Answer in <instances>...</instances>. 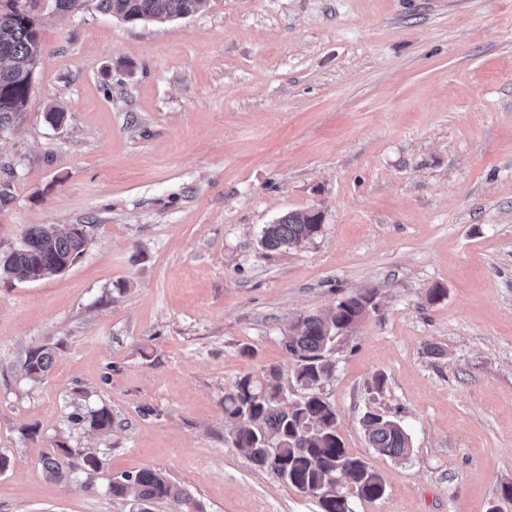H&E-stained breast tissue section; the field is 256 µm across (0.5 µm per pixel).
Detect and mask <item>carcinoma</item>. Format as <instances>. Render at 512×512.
Wrapping results in <instances>:
<instances>
[{"mask_svg": "<svg viewBox=\"0 0 512 512\" xmlns=\"http://www.w3.org/2000/svg\"><path fill=\"white\" fill-rule=\"evenodd\" d=\"M98 9L125 22L165 21L196 12L204 0H97ZM41 0H21L19 8H0V126L12 121L32 91L31 75L43 47L37 29ZM321 214L289 212L262 231L261 241L271 250L299 248L312 242L322 230ZM89 243L85 225L77 224L54 233L41 224L26 233L22 244L0 254V275L21 279L54 276L74 264ZM371 293L339 301L323 315L299 317L284 336L283 345L294 362L293 380L305 396L286 402L279 384L280 371L271 367L260 378L246 375L224 393V416L235 429L234 445L244 450L254 465L276 475L284 484L318 499L322 512H353L348 491L363 500L384 496L385 485L365 461L350 455L337 433L335 408L321 389L332 378L331 353L339 335L350 331L376 308ZM53 364L43 347L28 351L24 368L33 378L44 376ZM362 428L369 447L394 459L411 454V438L399 420L368 412ZM47 455L42 468L51 476L63 474V457ZM112 495L140 506L171 499L182 512H193L189 495L152 469L112 482Z\"/></svg>", "mask_w": 512, "mask_h": 512, "instance_id": "carcinoma-1", "label": "carcinoma"}]
</instances>
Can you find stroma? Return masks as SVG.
Returning a JSON list of instances; mask_svg holds the SVG:
<instances>
[{
	"mask_svg": "<svg viewBox=\"0 0 512 512\" xmlns=\"http://www.w3.org/2000/svg\"><path fill=\"white\" fill-rule=\"evenodd\" d=\"M39 38L0 128V251L37 224L89 244L61 274L0 277V512H137L110 487L146 468L195 512H320L235 447L224 393L275 366L300 398L289 326L363 292L377 307L322 391L385 484L354 512H512V0H206L137 24L80 0ZM305 210L313 242L262 246ZM36 347L54 362L32 380ZM370 410L408 459L369 448ZM321 220V214L312 211L287 213L264 227L261 241L271 250L299 248L321 233ZM362 428L369 447L379 454L394 459H405L411 454V438L394 417L368 412L362 419Z\"/></svg>",
	"mask_w": 512,
	"mask_h": 512,
	"instance_id": "stroma-1",
	"label": "stroma"
}]
</instances>
